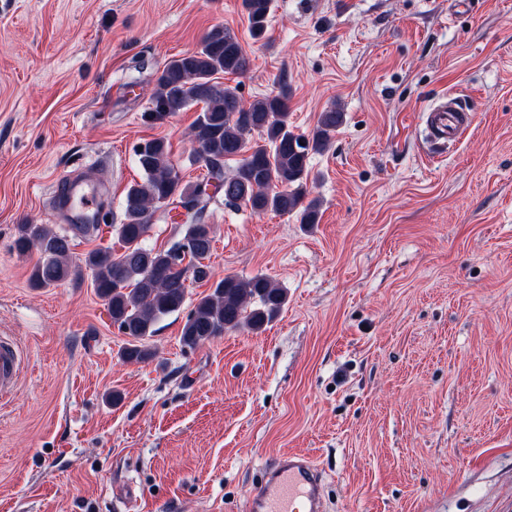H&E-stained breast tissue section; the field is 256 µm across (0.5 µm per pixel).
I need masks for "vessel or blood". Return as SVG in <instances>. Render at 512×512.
<instances>
[{"label": "vessel or blood", "mask_w": 512, "mask_h": 512, "mask_svg": "<svg viewBox=\"0 0 512 512\" xmlns=\"http://www.w3.org/2000/svg\"><path fill=\"white\" fill-rule=\"evenodd\" d=\"M434 142H457L470 125L469 109L445 98L424 112ZM21 354L14 344L0 338V400L11 398L16 388ZM323 479L306 457L290 453L280 456L268 468L263 481L252 490L247 512H325Z\"/></svg>", "instance_id": "b4317fda"}]
</instances>
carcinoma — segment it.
<instances>
[{"instance_id": "cac0c4a2", "label": "carcinoma", "mask_w": 512, "mask_h": 512, "mask_svg": "<svg viewBox=\"0 0 512 512\" xmlns=\"http://www.w3.org/2000/svg\"><path fill=\"white\" fill-rule=\"evenodd\" d=\"M250 35L265 37L271 0H242ZM249 69L237 36L215 26L198 49L166 63L150 93L149 116L163 120L199 105L191 135L200 147L207 169L203 180L182 183L162 138L139 143L134 160L142 181L124 196L123 221L116 225L121 253L95 248L79 263L71 258L72 242L97 236V224H69L59 232L45 224H18L12 248L19 254L39 253L30 272L37 288L77 282L84 271L103 299L122 335L128 337L120 359L142 363L155 357L148 340L154 326L180 311L187 297V282L211 283L189 311L180 342L195 349L228 331H258L275 319L288 301L287 291L269 277L226 276L216 282L208 259L214 242L213 227L205 213L221 194L227 205L245 204L256 214L296 215L302 224L320 219L319 201L306 199L310 155L325 152L332 134L343 125L345 113L331 108L320 113L307 133H296L289 121L288 90L280 89L252 102L243 100L238 87L218 81L220 74L243 75ZM257 138H252V134ZM192 209L182 221L181 237L162 248L150 243L155 213L175 202ZM190 255V264L175 262L177 250Z\"/></svg>"}]
</instances>
